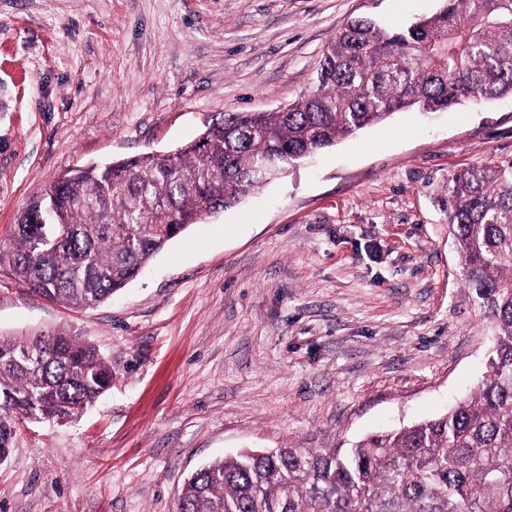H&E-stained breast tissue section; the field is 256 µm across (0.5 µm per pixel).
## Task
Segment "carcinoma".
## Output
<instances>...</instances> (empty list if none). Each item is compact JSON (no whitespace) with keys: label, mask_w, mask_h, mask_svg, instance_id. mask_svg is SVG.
<instances>
[{"label":"carcinoma","mask_w":512,"mask_h":512,"mask_svg":"<svg viewBox=\"0 0 512 512\" xmlns=\"http://www.w3.org/2000/svg\"><path fill=\"white\" fill-rule=\"evenodd\" d=\"M512 96V0H446L404 29L354 19L288 110L227 112L173 153L71 171L33 196L0 245V275L37 297L93 307L135 278L203 204L231 208L304 157L396 111ZM462 280L494 320L488 374L448 413L347 448L217 459L178 512H512V161L448 177ZM112 383L95 348L62 333L0 336V461L21 422L78 418Z\"/></svg>","instance_id":"1"}]
</instances>
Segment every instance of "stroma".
<instances>
[{"label":"stroma","mask_w":512,"mask_h":512,"mask_svg":"<svg viewBox=\"0 0 512 512\" xmlns=\"http://www.w3.org/2000/svg\"><path fill=\"white\" fill-rule=\"evenodd\" d=\"M443 0H0V241L62 172L164 154L227 112L313 87L358 17ZM512 160V98L385 122L194 224L77 309L0 275V336L93 345L112 386L80 419L21 425L0 512H177L185 478L244 448H336L434 418L486 374L445 187Z\"/></svg>","instance_id":"1"}]
</instances>
